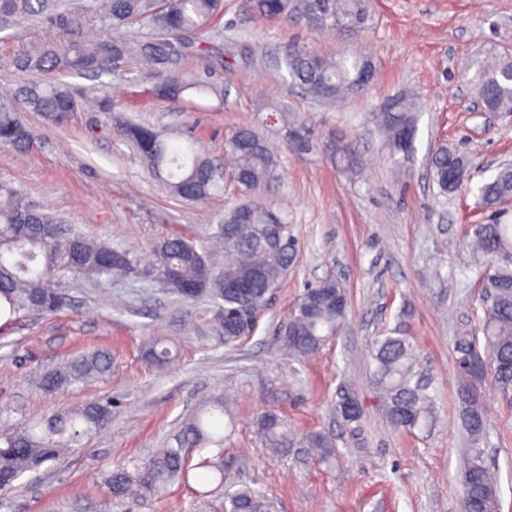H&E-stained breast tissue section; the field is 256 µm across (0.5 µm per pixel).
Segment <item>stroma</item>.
<instances>
[{
    "label": "stroma",
    "mask_w": 512,
    "mask_h": 512,
    "mask_svg": "<svg viewBox=\"0 0 512 512\" xmlns=\"http://www.w3.org/2000/svg\"><path fill=\"white\" fill-rule=\"evenodd\" d=\"M368 7L369 28L341 39L293 17L264 18L256 0H224L223 37L213 39L209 53L187 50L169 73L216 87L203 111L157 99L153 89L165 76L132 62L114 75L67 78L106 87L114 115L83 107L51 124L22 113L36 136L21 150L0 147V179L68 226L125 250L131 264L95 282L57 278L66 305L55 315L0 319V434L103 396L114 401L105 428L0 491V512H226L225 490L243 486L264 491L275 512H459L458 465L467 442L453 341L460 330L479 328L484 270L467 242L473 225L485 219L477 189L491 177V161H512V115L488 125L472 116L473 78L486 59L512 61V0H369ZM82 27L68 14L0 33V93L34 79L60 80V73L34 74L19 62L49 44L78 42ZM291 44L367 58L375 78L363 93L316 101L286 82L281 58ZM397 97L410 99L418 117L415 152L398 175L375 118ZM273 105L288 110L305 149L289 142V130L268 124ZM119 118L180 135L219 165L226 139L243 126L277 146L279 178L254 199L287 214L301 249L253 335L236 348L225 347L210 302H184L164 288L154 249L180 234L223 268V251L210 242L212 227L241 194L228 182L202 202L171 195L118 135ZM340 136L362 161L357 173L336 163ZM441 144L471 164L470 181L451 196L440 195L428 165ZM327 275L347 293L346 320L312 358L289 356L280 324L305 286ZM391 332L410 338L432 382L437 420L429 433L406 432L384 415L371 346ZM154 345L169 349L165 365L150 358ZM93 350L112 359L105 376L57 393L39 387V371ZM345 386L362 404L353 421L336 410ZM229 393L223 451L191 454L195 463L214 460L224 472L222 488L206 491L191 480L153 500L113 499V468L176 445L203 402ZM485 408L501 512H512V403L492 389ZM268 411L288 422L296 446L282 453L265 446L258 429ZM312 431L332 438L335 467L318 465L300 448L299 439Z\"/></svg>",
    "instance_id": "35a3bbf8"
}]
</instances>
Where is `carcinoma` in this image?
Segmentation results:
<instances>
[{"mask_svg": "<svg viewBox=\"0 0 512 512\" xmlns=\"http://www.w3.org/2000/svg\"><path fill=\"white\" fill-rule=\"evenodd\" d=\"M58 0H0V31L18 21L50 19ZM257 8L267 18L288 16L308 26L335 33L336 25L361 32L367 28L366 0H257ZM224 13V0H92L82 9L87 19L103 18L115 30L139 25L156 33L147 37L136 33L128 38H97L84 44L43 47L28 55L23 67L32 72L61 73L104 70L134 56L152 69L172 63V41L191 35L206 43L220 35L218 22ZM283 61L293 83L311 96L328 102L361 90L374 78V66L366 58L341 55L328 59L294 45L283 53ZM512 72V62L479 65L476 90L479 100L494 111L512 112V88L502 78ZM187 92L200 99L215 94L202 80L173 79L161 92V99H181ZM30 112H37L59 124L78 109L88 97L78 95L63 82L29 81L15 94ZM391 164L399 169L410 153L404 142L416 138L413 103L398 98L385 105L377 116ZM122 135L131 139L147 170L170 192L182 199L201 202L222 188L212 177L213 163L192 146L176 147L173 137L144 126L127 125ZM33 131L16 116L15 108L0 102V145L27 147ZM343 169L355 172L359 157L348 143L336 147ZM225 155L239 178L240 191L252 195L269 191L276 180V156L266 139L251 128H240L228 137ZM433 179L442 194L455 193L469 171L466 158L458 151L438 147L431 155ZM481 205L497 212V205L512 198V168L501 167L478 187ZM474 252L486 262L482 317L483 337L462 333L455 337L454 350L461 371L457 390L460 417L469 441L460 465L461 482L471 487L472 496L463 512H500L498 476L482 448L487 437L483 391L491 383L502 394L512 392V224L491 218L472 227ZM212 238L224 247V275L246 285V294L220 287L221 277L212 270L204 252L181 235L165 239L155 249L159 277L167 288L186 301L208 299L224 314L215 317L224 326V345L235 346L243 339L230 313L244 302L266 311L270 289L279 288L299 251V241L288 221L268 206L242 202L224 212ZM129 255L110 245L93 241L81 233L62 229L59 220L31 204L9 181L0 180V309L10 315L26 312L51 314L64 307L62 295L52 278L66 273L88 279L112 275L128 269ZM326 280L304 292L283 322L288 335L283 345L298 358L316 353L345 320L348 300L341 286L336 296L325 291ZM373 378L382 394L386 417L406 431H428L435 422L436 397L429 392V381L420 366L413 345L405 336L388 334L374 340ZM111 367L108 353L95 351L72 359L62 366L40 373L39 386L48 391H64L92 377L105 375ZM224 401L205 404L182 429L177 448H162L142 463L112 470L108 484L116 500L136 493L147 500L161 495L174 481H188L192 470L208 466L205 460L193 465L187 448L224 444L221 418ZM112 419V399L95 400L74 413L52 422H39L0 436V472L3 488L13 486L23 475L39 470L74 447L77 441L105 427ZM260 435L274 450L291 447L287 423L274 413L260 420ZM301 445L321 465H336L332 440L313 432ZM228 512H266L262 491L245 487L226 491Z\"/></svg>", "mask_w": 512, "mask_h": 512, "instance_id": "1", "label": "carcinoma"}]
</instances>
